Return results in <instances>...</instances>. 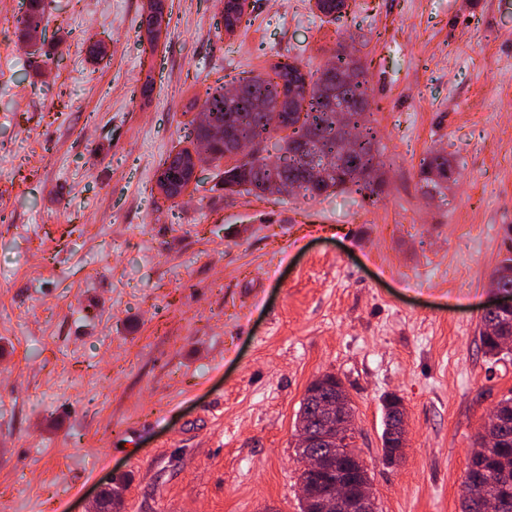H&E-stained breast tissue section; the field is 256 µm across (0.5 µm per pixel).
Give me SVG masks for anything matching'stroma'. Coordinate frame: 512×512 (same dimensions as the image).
I'll return each instance as SVG.
<instances>
[{
    "instance_id": "1",
    "label": "stroma",
    "mask_w": 512,
    "mask_h": 512,
    "mask_svg": "<svg viewBox=\"0 0 512 512\" xmlns=\"http://www.w3.org/2000/svg\"><path fill=\"white\" fill-rule=\"evenodd\" d=\"M0 0V512H300L295 419L325 373L355 409L378 512H460L476 434L512 396L485 356L490 276L512 255V0ZM106 53L93 60L91 43ZM360 59L379 197L258 199L223 163L168 199L193 101L291 59ZM460 175L418 179L430 151ZM407 444L382 461L383 399ZM27 14L22 18V36L31 44L38 43V34L43 16V2L41 0H28ZM160 3L161 1L158 0H147L145 9V15L153 16L155 21L150 29L145 28L147 41L155 46L158 45L166 26V18ZM418 176L425 193L431 197L434 194L443 195L444 191L448 190V184L457 181L455 166L448 156L443 154H432L423 159Z\"/></svg>"
}]
</instances>
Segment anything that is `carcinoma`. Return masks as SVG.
Segmentation results:
<instances>
[{"mask_svg": "<svg viewBox=\"0 0 512 512\" xmlns=\"http://www.w3.org/2000/svg\"><path fill=\"white\" fill-rule=\"evenodd\" d=\"M43 16L42 0H29L27 14L21 21L22 36L31 44L38 43ZM333 68L304 72L299 64L279 61L270 72L251 78L232 77L223 85L208 88L201 111L212 112L224 121V139L214 145L213 160L228 158L232 165L224 170L223 184L236 185L230 193H246L258 198L273 195L272 176L281 182L298 184L296 193L315 198L338 190H353L370 197L383 192V162L375 145V130L366 119L367 94L363 69L356 58L344 49L336 51ZM346 104L348 123L357 133L349 143L336 136V115L330 99ZM286 114V123L272 126L267 116ZM311 137L336 156L333 171L316 184L311 179L295 144ZM253 145L250 153L237 155L239 140ZM419 182L425 193L442 195L448 184L457 181L455 166L443 154H432L420 164ZM491 285L512 291V256L504 258L492 273ZM505 323L508 328L496 336L487 334L484 326ZM479 335L484 353L496 357L504 353L507 337L512 336L508 318L492 311L479 320ZM336 392V376L325 374L314 380L305 392L296 415L295 425L314 424L320 402ZM500 424L494 427L498 441L487 450L474 443L461 483V512H479L480 492H492L501 499V512H512V397L502 399L495 407ZM351 450L336 457V461L313 472L303 467L298 476L299 486L306 491L301 500V512H321V505L330 499L338 481L357 482L367 476V470L354 444ZM383 458L391 462L399 451V440L390 428L382 434Z\"/></svg>", "mask_w": 512, "mask_h": 512, "instance_id": "cac0c4a2", "label": "carcinoma"}]
</instances>
